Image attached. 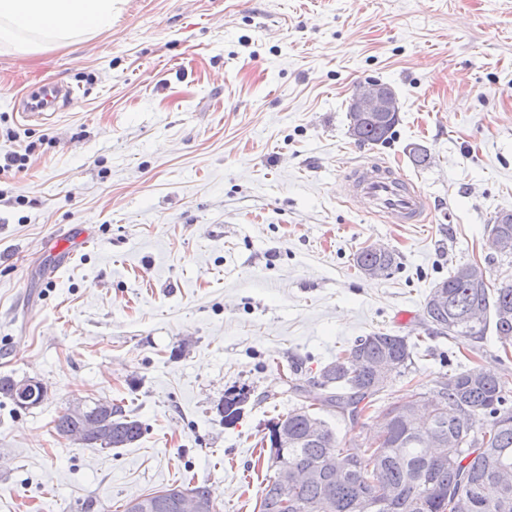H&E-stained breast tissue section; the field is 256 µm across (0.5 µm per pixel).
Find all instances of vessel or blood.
<instances>
[{
    "label": "vessel or blood",
    "mask_w": 512,
    "mask_h": 512,
    "mask_svg": "<svg viewBox=\"0 0 512 512\" xmlns=\"http://www.w3.org/2000/svg\"><path fill=\"white\" fill-rule=\"evenodd\" d=\"M73 87L44 82L26 89L15 104L21 120L42 122L51 118L61 102L73 99ZM353 196L373 202L376 209L390 214L400 224H423L428 219L429 204L420 193L408 187L405 177L391 166L360 164L347 175Z\"/></svg>",
    "instance_id": "b4317fda"
}]
</instances>
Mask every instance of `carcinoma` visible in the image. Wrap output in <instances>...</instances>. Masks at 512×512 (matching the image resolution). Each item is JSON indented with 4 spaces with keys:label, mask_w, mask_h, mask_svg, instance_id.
Wrapping results in <instances>:
<instances>
[{
    "label": "carcinoma",
    "mask_w": 512,
    "mask_h": 512,
    "mask_svg": "<svg viewBox=\"0 0 512 512\" xmlns=\"http://www.w3.org/2000/svg\"><path fill=\"white\" fill-rule=\"evenodd\" d=\"M395 123L366 124L357 142L384 144L392 137ZM356 266L379 265L388 276L396 266L394 255L383 256L370 247L358 252ZM468 264L457 265L438 285L448 291V308L436 315L424 305V315L441 334L453 339L476 340L492 324L502 347L512 346V319L505 321L499 311L512 310V281L481 284L465 277ZM480 307L482 323L467 320L468 312ZM418 344L406 336L382 331L358 339L320 370L313 388L295 387L302 403L276 418L268 427V439L280 424H288L296 441L280 449L269 446L275 466L319 467L336 454L332 484L314 480L289 493L293 512H455L461 501L470 504L466 512H512V406L501 378L478 366L445 375L431 393L436 401L425 406V426L405 418L403 403L387 409L391 419L379 430L377 447L340 448L334 433L318 417V411L332 409L354 421L387 387L373 373V365L391 376L412 364ZM245 393L230 390L224 395L221 414L224 423L239 420ZM102 423L101 433L86 441L88 446L112 449L129 446L143 433L142 424L126 414L122 406L92 403L75 414L64 409L57 416V436L84 431L90 422ZM441 433L448 440V452L434 454L432 436Z\"/></svg>",
    "instance_id": "obj_1"
}]
</instances>
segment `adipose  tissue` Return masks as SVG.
Listing matches in <instances>:
<instances>
[{"label":"adipose tissue","instance_id":"ef3b65f1","mask_svg":"<svg viewBox=\"0 0 512 512\" xmlns=\"http://www.w3.org/2000/svg\"><path fill=\"white\" fill-rule=\"evenodd\" d=\"M121 0H0V47L28 54L110 29Z\"/></svg>","mask_w":512,"mask_h":512}]
</instances>
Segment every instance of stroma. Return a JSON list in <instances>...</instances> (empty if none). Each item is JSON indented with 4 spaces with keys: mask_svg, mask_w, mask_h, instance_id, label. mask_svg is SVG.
<instances>
[{
    "mask_svg": "<svg viewBox=\"0 0 512 512\" xmlns=\"http://www.w3.org/2000/svg\"><path fill=\"white\" fill-rule=\"evenodd\" d=\"M368 78L399 103L383 145L348 134ZM46 81L75 104L21 122L14 100ZM24 150L0 177V378L48 393L26 411L0 395V512H124L186 481L212 488L216 512H258L276 474L261 441L300 404L289 382L312 386L378 330L417 342L414 363L358 423L321 412L338 447L451 369L495 372L512 396L494 329L460 342L423 312L457 264L512 280L489 242L512 213V0H125L111 29L68 46L0 49V154ZM377 156L426 196L428 223L348 202L346 167ZM377 244L397 266L369 279L355 255ZM234 387L247 401L227 425ZM78 398L120 402L141 438L60 439ZM247 400L244 392L237 390H229L224 395V403L221 406V414L224 423L231 425L239 420L242 413V406Z\"/></svg>",
    "mask_w": 512,
    "mask_h": 512,
    "instance_id": "obj_1",
    "label": "stroma"
}]
</instances>
